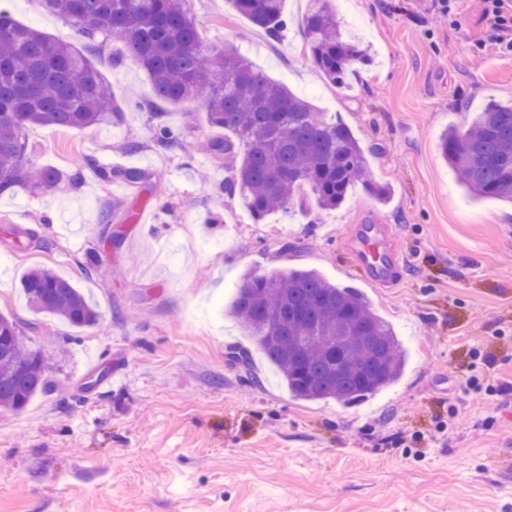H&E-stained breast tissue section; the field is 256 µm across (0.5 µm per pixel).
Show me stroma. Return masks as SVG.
Wrapping results in <instances>:
<instances>
[{
	"mask_svg": "<svg viewBox=\"0 0 512 512\" xmlns=\"http://www.w3.org/2000/svg\"><path fill=\"white\" fill-rule=\"evenodd\" d=\"M329 4L374 50L340 89L302 43L308 0H285L276 42L224 0L185 6L208 50L233 44L348 124L373 179L391 186L388 203L358 188L334 210L308 195L254 221L221 191L223 158L195 150L217 135L204 111L168 107L182 144L156 147L150 82L132 59L113 66L109 47L94 62L118 97L134 96L124 119L29 132L33 163L95 166L75 188L0 195V313L50 355L60 386L0 409V512H512V353L498 344L512 336V205L469 197L440 151L470 112L512 102V57L490 39L484 0H458L453 23L436 18V0ZM5 7L50 38H74L42 0ZM128 141L139 150L122 152ZM99 166L147 179L105 182ZM364 224L391 227L402 260L393 284L353 262L347 241ZM16 227L32 233L24 245ZM90 254L100 274L87 271ZM37 266L78 288L97 324L31 310L21 280ZM283 268L356 289L388 320L407 351L398 381L356 405L292 394L228 314L247 272ZM478 356L491 362L494 399L464 389Z\"/></svg>",
	"mask_w": 512,
	"mask_h": 512,
	"instance_id": "35a3bbf8",
	"label": "stroma"
}]
</instances>
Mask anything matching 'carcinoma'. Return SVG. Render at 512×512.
Masks as SVG:
<instances>
[{"instance_id": "cac0c4a2", "label": "carcinoma", "mask_w": 512, "mask_h": 512, "mask_svg": "<svg viewBox=\"0 0 512 512\" xmlns=\"http://www.w3.org/2000/svg\"><path fill=\"white\" fill-rule=\"evenodd\" d=\"M68 18L82 48L49 39L0 10V194L49 193L81 181L52 167H33L26 133L34 127L84 130L119 121L123 108L92 64L95 34L120 41L146 73L158 105L195 103L210 125L227 132L208 144L212 156L235 167L224 192L260 221L286 211L310 191L322 209L339 207L362 185L384 202L390 187L373 181L365 151L350 128L269 78L233 45L208 51L182 0H44ZM234 12L277 40L287 26L284 0H226ZM301 33L315 66L335 86L370 53L348 35L327 0H310ZM156 120L154 141L180 145V133ZM441 154L458 183L476 199L512 204V103L492 101L470 113L466 126L440 139ZM103 181L136 184L138 169H96ZM29 305L71 326L91 327L95 308L68 280L35 267L21 281ZM288 388L307 400L360 403L400 376L405 352L393 326L351 288L310 269L244 276L230 306ZM49 361L26 345L21 322L0 314V408L20 411L52 390Z\"/></svg>"}]
</instances>
